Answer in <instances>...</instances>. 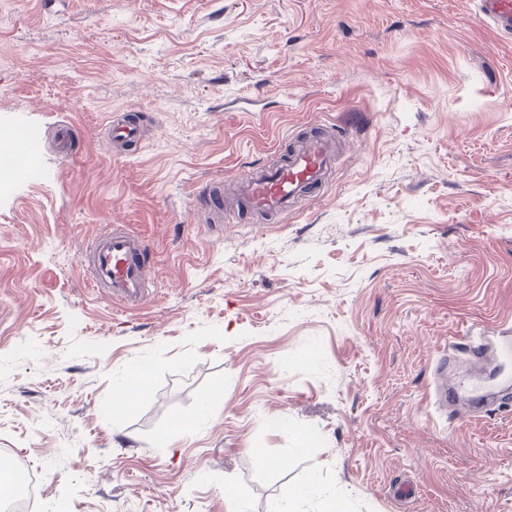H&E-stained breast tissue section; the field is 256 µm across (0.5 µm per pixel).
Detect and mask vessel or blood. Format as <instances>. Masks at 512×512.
I'll list each match as a JSON object with an SVG mask.
<instances>
[{"label": "vessel or blood", "mask_w": 512, "mask_h": 512, "mask_svg": "<svg viewBox=\"0 0 512 512\" xmlns=\"http://www.w3.org/2000/svg\"><path fill=\"white\" fill-rule=\"evenodd\" d=\"M487 27L512 36V0H472ZM108 143L120 148L139 141V121L128 114L114 115L105 128ZM337 138L328 130L289 143L272 165L253 169L235 182L232 198L223 183L206 185L194 195L195 210L204 212L210 230L223 232L224 207L267 222H281L298 203L316 196L336 163ZM149 247L142 237L109 224L87 245L89 283L96 291L132 309L147 296L152 281ZM435 397L439 406L453 408L459 400L478 407L494 405L497 391L512 388V323H499L488 334L462 349L448 351L435 368Z\"/></svg>", "instance_id": "b4317fda"}]
</instances>
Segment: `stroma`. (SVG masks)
Instances as JSON below:
<instances>
[{
  "mask_svg": "<svg viewBox=\"0 0 512 512\" xmlns=\"http://www.w3.org/2000/svg\"><path fill=\"white\" fill-rule=\"evenodd\" d=\"M322 125L350 149L287 222L190 209ZM5 127L40 153L0 195V450L40 512H512V395L457 422L431 380L512 319V41L468 0H0ZM105 224L152 252L138 309L89 285ZM105 137L115 148L137 143L141 137L140 122L127 113L114 114L106 125ZM214 206L212 207L211 204ZM194 209L207 215L205 223L219 235L224 231V182L206 185L194 195Z\"/></svg>",
  "mask_w": 512,
  "mask_h": 512,
  "instance_id": "stroma-1",
  "label": "stroma"
}]
</instances>
